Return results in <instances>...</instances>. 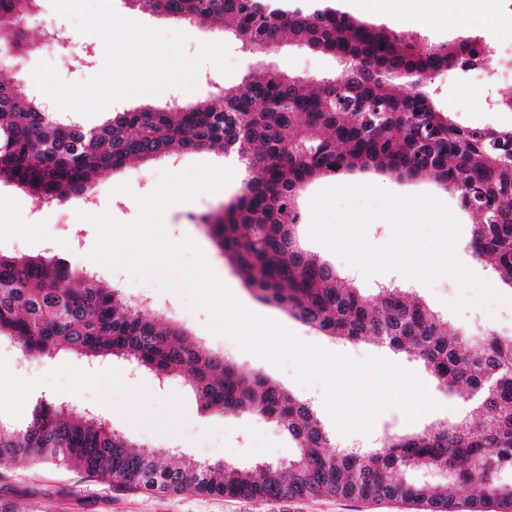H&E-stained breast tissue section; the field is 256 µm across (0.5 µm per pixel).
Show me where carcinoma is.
I'll return each mask as SVG.
<instances>
[{"label": "carcinoma", "instance_id": "cac0c4a2", "mask_svg": "<svg viewBox=\"0 0 512 512\" xmlns=\"http://www.w3.org/2000/svg\"><path fill=\"white\" fill-rule=\"evenodd\" d=\"M39 0H0V18L34 16ZM193 22L218 21L257 53L283 36L337 56L340 71L311 89L300 77L259 68L239 88L195 104L174 101L112 113L94 128L62 119L25 86L0 79V183L33 201L81 198L89 179L130 160L220 149L246 176L240 195L203 223L221 254L258 297L309 328L351 344L369 342L417 361L441 391L470 407L469 424L439 423L386 434L377 448L324 453L330 437L310 402L286 385L240 368L162 327L100 279L62 272L41 257L0 254V342L28 358L68 354L90 364L135 362L163 380L183 378L204 412L259 417L296 445L287 464L256 474L244 465L170 460L131 449L96 417L41 404L24 425L0 421V463L24 458L85 472L118 486L158 492L266 497L330 495L401 499L458 512L451 492L473 486L469 512H512V335L448 331V319L405 288L369 296L307 252L295 227L298 193L317 178L372 168L429 178L478 216L472 255L512 289V128L461 127L438 109L431 85L443 70L491 64L482 37L421 51L390 27L368 25L334 0H127ZM0 43L24 51L23 33L0 28ZM447 479L440 494L429 476Z\"/></svg>", "mask_w": 512, "mask_h": 512}]
</instances>
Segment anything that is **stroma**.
I'll return each mask as SVG.
<instances>
[{
  "label": "stroma",
  "mask_w": 512,
  "mask_h": 512,
  "mask_svg": "<svg viewBox=\"0 0 512 512\" xmlns=\"http://www.w3.org/2000/svg\"><path fill=\"white\" fill-rule=\"evenodd\" d=\"M448 22L444 25H409L400 16L365 15V22L394 27L411 35L418 46L448 43L466 37H485L497 50L496 79L488 81L482 71L466 74L441 72L434 80L436 102L441 110L451 112L462 126L495 125L512 127V112L490 109L489 91H512V0H497L492 10L475 9L472 0H447ZM122 18L151 29L185 36L183 54L199 59L204 44L221 43L226 47L228 70L211 62H201L199 74L209 75L206 83L194 82L192 89L169 86L157 93H139L116 100L103 110L86 115L65 111V118L87 128L96 127L113 112L150 104L164 106L172 96L189 103L206 97L208 92L239 85L255 63V56L223 28L168 18L142 12L127 0H112ZM28 47L21 55L0 66V78L24 85L34 81L33 71L40 62L53 66L60 80L82 84L98 76L106 64L103 39L87 33L75 38L74 20L58 15L51 0H39L34 17L24 24ZM60 29L69 32L68 42L54 50L41 46L43 32ZM267 60L290 74L322 79L339 70L331 56L310 52L288 39H281ZM223 152L198 151L181 154L177 159L158 158L149 162L133 160L95 181L90 190L94 201L92 216L109 214L122 224L134 222L140 213L139 198L150 195L164 174H180L207 164L223 166ZM245 178L243 168L233 170L231 180L221 189L197 194L188 201L169 205L163 214L167 238L175 243L191 240L202 252L214 273L219 274L227 289L250 313L272 320L303 343L345 356L354 361L380 358L414 374L423 385L432 408L416 419H408L399 407L386 408L375 418L369 432L341 433L329 414L325 401L327 383L317 380L300 382L293 364L276 365L244 347L241 340L211 329L212 314L192 304L187 288L179 277H165L153 271L145 278H133L125 267H109L94 261L91 253L97 243L98 230L91 219H78L72 203L37 207L22 191L0 185V253L8 256L39 255L60 260L78 275L118 282L123 300H145L144 313L160 325L174 323L194 339L229 356L251 372H258L284 383L297 397L309 401L323 421L334 446H365L384 432L407 434L443 421L458 424L466 421V408L455 397L443 393L420 364L405 355L372 344H349L311 330L287 311L266 303L249 290L242 278L222 256L202 222L219 205L235 198ZM349 185H372L399 196L429 195L444 204L460 225L455 253L461 263L481 280L494 283L489 262L474 261L468 249L474 214L462 211L456 200L432 180L398 179L388 174L357 169L338 177H323L310 184L300 195L298 205L303 222L296 229L300 244L308 251L335 266L363 291L370 292L381 284L408 288L421 296L435 311L447 318L451 328L474 331L490 329L503 335L512 334V302L494 300L487 305L470 304L453 311L451 302L459 298L457 281L442 275L425 283L409 279L400 270L391 269L365 274L310 235L312 199L321 191ZM0 373L10 376L14 384L0 391V419L24 422L31 418L40 403H63L75 411L93 412L111 423L113 428L137 447L172 449L203 462H238L249 465L266 461H287L293 453L291 442L274 424L262 419L234 413H204L181 382L159 385L145 369L134 368L121 359L94 365L72 356L22 359L13 347H0ZM16 495L23 512H427L425 507L400 500H371L336 496L281 497L246 499L195 492H149L125 489L85 473L52 463L33 465L19 460L0 464V494Z\"/></svg>",
  "instance_id": "obj_1"
}]
</instances>
